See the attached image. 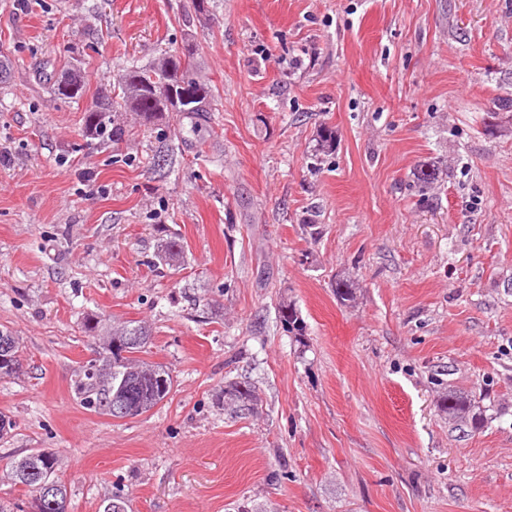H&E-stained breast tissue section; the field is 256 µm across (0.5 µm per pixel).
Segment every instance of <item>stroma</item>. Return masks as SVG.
Masks as SVG:
<instances>
[{
  "instance_id": "obj_1",
  "label": "stroma",
  "mask_w": 512,
  "mask_h": 512,
  "mask_svg": "<svg viewBox=\"0 0 512 512\" xmlns=\"http://www.w3.org/2000/svg\"><path fill=\"white\" fill-rule=\"evenodd\" d=\"M189 4L0 0V329L25 360L0 498L27 503L5 467L47 449L69 512H512V0ZM187 41L200 133L116 107L122 140L90 135L122 64ZM72 70L85 93L58 100ZM170 236L185 259L156 265ZM90 316L150 327L166 400L83 406ZM243 380L261 408L235 418L214 398ZM443 405L448 415L462 422L470 423L475 430L480 429L481 413L476 411L475 405H472L470 401L465 400L456 393L448 392V395L443 400Z\"/></svg>"
}]
</instances>
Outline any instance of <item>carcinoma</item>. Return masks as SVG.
<instances>
[{
	"label": "carcinoma",
	"mask_w": 512,
	"mask_h": 512,
	"mask_svg": "<svg viewBox=\"0 0 512 512\" xmlns=\"http://www.w3.org/2000/svg\"><path fill=\"white\" fill-rule=\"evenodd\" d=\"M196 48L186 44L148 66L127 64L112 76L124 106L136 111L144 120L153 121L165 112H181L189 117L210 111L212 87L200 81L194 73ZM84 93V83L69 76L54 83L55 96L63 101L78 100ZM112 104L90 110L86 116L89 132L114 141L121 140L124 130L112 125L109 113ZM183 258V247L176 238L161 242L156 259L161 265L172 266ZM281 321L288 331L300 333L303 323L289 303L279 309ZM149 329L141 324L114 327L108 340L98 350V369L90 376L79 375L74 391L83 405L96 413L114 416L111 399L125 398L129 416L136 417L162 403L170 395L173 378L167 367L146 362L141 354L151 344ZM23 358L18 338L8 330L0 331V378L22 371ZM217 404L242 410H257L258 398L250 384L235 383L221 391ZM448 415L481 427V413L463 397L448 393L443 400ZM57 457L43 449L34 450L11 462L10 480L25 488L31 496V512H58L50 502L68 499L67 489L56 478Z\"/></svg>",
	"instance_id": "cac0c4a2"
}]
</instances>
